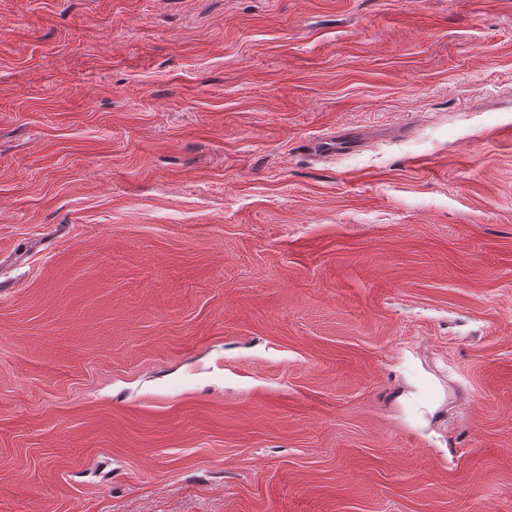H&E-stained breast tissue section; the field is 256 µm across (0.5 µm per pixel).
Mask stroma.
<instances>
[{
    "instance_id": "obj_1",
    "label": "stroma",
    "mask_w": 512,
    "mask_h": 512,
    "mask_svg": "<svg viewBox=\"0 0 512 512\" xmlns=\"http://www.w3.org/2000/svg\"><path fill=\"white\" fill-rule=\"evenodd\" d=\"M0 512H512V0H0ZM357 147V141L349 135H341L331 139L317 141L313 144L312 149L315 152L326 154L342 153Z\"/></svg>"
}]
</instances>
